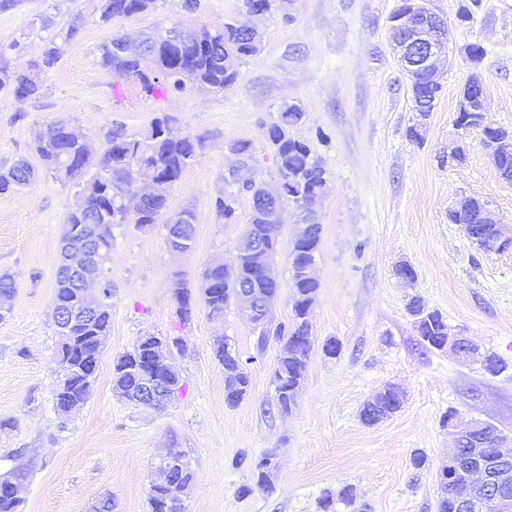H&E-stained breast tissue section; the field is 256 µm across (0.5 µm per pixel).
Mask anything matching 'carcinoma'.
I'll return each instance as SVG.
<instances>
[{"instance_id": "carcinoma-1", "label": "carcinoma", "mask_w": 512, "mask_h": 512, "mask_svg": "<svg viewBox=\"0 0 512 512\" xmlns=\"http://www.w3.org/2000/svg\"><path fill=\"white\" fill-rule=\"evenodd\" d=\"M158 0H99V20L105 24L115 19L126 18L150 12L157 8ZM79 34V27L70 24L55 36L44 41L37 61L27 71H15L3 53L0 52V90H8L25 99H37L43 94L47 74L56 66L63 48ZM198 43L185 45L181 50H171L159 41L157 30L143 34L132 53L124 50L112 36L99 48L98 64L113 75L139 88L147 95L167 89L180 90L182 86L173 77L160 78L155 71H167L174 68L176 62L190 64L195 69L196 83L214 92H222L232 86L237 79L235 65L238 61L258 53L262 46V36L248 29L240 22L226 23L222 26H204L195 31ZM303 119V112L294 105L285 106L278 121L267 130V139L274 147L279 173L288 178V198L269 197L254 199L251 204L249 224L246 233L259 237L268 224L276 221L283 203L289 200L302 206V214L317 223V214L327 193L326 171L321 161L315 157L310 147L294 138L291 130ZM169 123L167 117L154 120L150 129L139 135H129L123 129L116 128L106 135L108 147L98 160L90 158L79 129L69 122H57L56 136L50 142L39 141L34 151L42 161V167H34L27 159L20 157L12 164L0 168V192L25 187L40 176H51L62 183L74 182L84 194L83 213L69 214L63 224L61 243L69 240L71 230L78 224H123L127 216L121 212L122 200L130 191L140 192L142 208L134 223L148 227L156 223L158 217L168 209V185L179 179L183 171L191 166L198 156L196 147L203 141L190 134L172 137L162 133L161 124ZM229 151L239 161L253 158V145L249 140H236L229 144ZM152 165L159 178L151 183L139 180L140 162ZM486 203L478 197L471 198L468 210L448 211V223L463 224L469 230H478L481 211ZM169 224L182 226V233L190 240L195 237V215L184 208L173 213L167 220ZM321 238L293 244L289 255L292 288H294L292 322L285 332L279 333L282 341L281 355L276 367L279 386L275 388L276 397L282 404L296 405L297 395L304 382L307 360L312 344L298 343L304 336L310 335V324L306 317L308 304L315 300L320 283L306 275L307 267L314 263L315 254ZM246 283L264 294L279 287L276 269L263 274L255 261L241 255L237 271L224 277V270L206 269L202 275L199 301L209 317L220 319L229 304L230 289L239 283ZM56 305L59 310L74 303L75 300H89L74 286L72 280L56 272ZM176 315L181 323L191 319L194 312V300L187 283L180 279L176 283ZM414 317V324L420 337V343L427 349L433 348L448 332V324L437 311L429 310L417 298L407 307ZM112 307H104L91 324L77 323L66 331L57 332L58 359L63 370L54 396L60 399V411H69V403L84 402L92 391L95 379L88 377L93 365L99 363L103 349V338L108 335L111 326ZM156 336H145L137 341L133 349L120 356L113 366L112 385L115 393L131 400L130 394L142 385L143 376L134 368V361L149 353L156 345ZM215 356L222 365L238 368L235 379L227 380L228 395L225 402L230 407L237 406L251 391V379L242 368L240 358H224V342L217 343ZM167 370V396L161 402H167L181 389V376L174 357H169ZM174 477L181 480L188 489L194 481V473L185 461L183 452L173 449ZM151 512H184L183 501L171 498L161 484L152 485L149 493Z\"/></svg>"}]
</instances>
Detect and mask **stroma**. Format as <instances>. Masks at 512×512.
<instances>
[{
  "instance_id": "obj_1",
  "label": "stroma",
  "mask_w": 512,
  "mask_h": 512,
  "mask_svg": "<svg viewBox=\"0 0 512 512\" xmlns=\"http://www.w3.org/2000/svg\"><path fill=\"white\" fill-rule=\"evenodd\" d=\"M462 0H428L448 23L450 54L437 62L443 86L421 140L410 84L391 49L389 18L401 0H274L251 18L263 49L243 59L236 82L214 94L186 84L153 96L102 70L98 47L113 34L139 35L169 27L214 26L247 18L244 0H159L156 11L104 24L96 0H0V50L23 69L43 39L79 21V39L65 46L43 94L18 100L0 91V166L40 159L36 137L59 120L82 129L92 157L115 127L139 134L167 116L183 134L202 137L194 164L168 190V207L191 208L192 248L173 255L166 226L117 224L104 275L112 282V321L87 402L68 418L54 407L59 379L53 308L60 233L79 188L44 177L0 194V272L16 291L0 321V474L23 470L22 512H92L110 496L113 512H150L156 463L180 449L195 475L186 512H319L324 492L351 487L353 505L336 512H437V473L453 446L442 418L478 419L512 436V374L497 377L449 352L423 348L407 311L412 296L438 310L449 328L483 352L512 363V251L473 245L448 210L463 197L487 201L496 221L512 225V183L501 178L480 144L465 163L448 160L457 94L472 74L485 89L486 118L512 131V0H480L469 20ZM481 45L480 62L468 46ZM304 113L292 134L307 143L327 173L319 212L322 240L315 270L320 283L311 307L313 348L292 413L272 409L271 373L281 352L276 336L289 324L292 288L288 254L297 211L283 206L277 256L280 288L264 329L236 306L222 321L195 307L176 316L175 280L199 288L208 266L232 264L249 222L251 198L240 193L232 223L215 201L235 164L227 142L251 141L247 174L276 187L281 176L266 131L284 104ZM411 265L414 281L396 269ZM176 336L183 387L163 409L120 399L112 367L140 337ZM224 337L247 367L251 392L225 403L224 368L214 340ZM335 341V354L323 346ZM400 387L402 406L373 426L360 410L377 391ZM427 462L414 469L411 457ZM273 456L271 491L253 488L251 465Z\"/></svg>"
}]
</instances>
